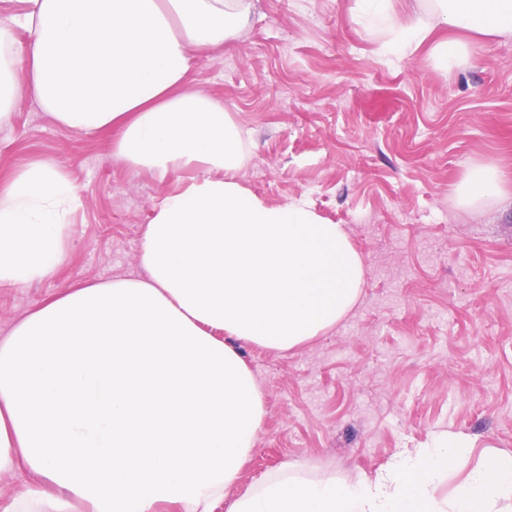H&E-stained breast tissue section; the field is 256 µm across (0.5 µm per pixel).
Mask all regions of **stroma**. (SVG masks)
Masks as SVG:
<instances>
[{
    "instance_id": "stroma-1",
    "label": "stroma",
    "mask_w": 512,
    "mask_h": 512,
    "mask_svg": "<svg viewBox=\"0 0 512 512\" xmlns=\"http://www.w3.org/2000/svg\"><path fill=\"white\" fill-rule=\"evenodd\" d=\"M351 6L254 0L240 36L187 74L248 132L239 180L344 225L366 266L336 327L287 352L236 343L265 415L232 497L286 472L370 475L453 436L465 446L440 487L451 496L512 454V189L490 208L456 195L473 166L512 173V39L483 41L448 71L426 45L385 54L387 20L364 29ZM38 159L70 174L80 204L55 275L0 287V337L52 294L142 277L145 228L179 185L125 168L105 136L60 126L24 96L0 127V183Z\"/></svg>"
}]
</instances>
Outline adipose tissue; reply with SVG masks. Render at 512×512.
Returning a JSON list of instances; mask_svg holds the SVG:
<instances>
[{
	"mask_svg": "<svg viewBox=\"0 0 512 512\" xmlns=\"http://www.w3.org/2000/svg\"><path fill=\"white\" fill-rule=\"evenodd\" d=\"M0 21V123L28 94L64 127L106 134L129 169L183 173L153 210L143 279L85 283L52 296L0 338V473L36 475L0 512H502L512 457L470 476L449 500L438 478L458 441L399 458L355 482L282 475L235 498L260 428L261 388L234 344L294 349L340 323L365 281L340 224L295 200L272 205L237 177L242 127L223 103L184 87L195 53L248 26L252 0H10ZM356 25L387 17L389 52L432 54L451 69L472 39L512 38V0H353ZM29 32V44L16 30ZM28 78L17 83L15 63ZM506 174L481 165L460 204L490 207ZM78 188L53 161L0 188V287L52 275Z\"/></svg>",
	"mask_w": 512,
	"mask_h": 512,
	"instance_id": "ef3b65f1",
	"label": "adipose tissue"
}]
</instances>
